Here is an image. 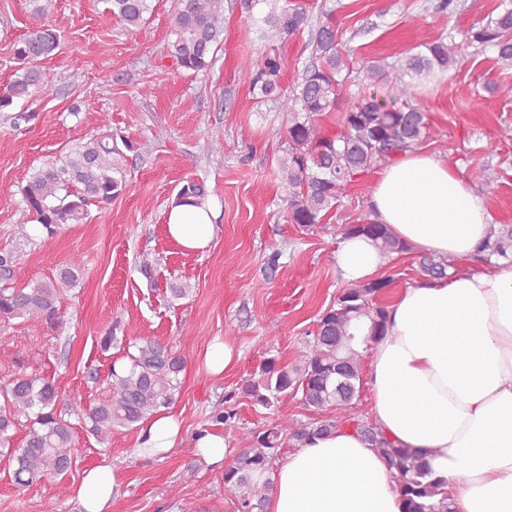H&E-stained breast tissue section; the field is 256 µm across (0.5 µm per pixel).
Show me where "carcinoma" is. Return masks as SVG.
Listing matches in <instances>:
<instances>
[{"label":"carcinoma","mask_w":512,"mask_h":512,"mask_svg":"<svg viewBox=\"0 0 512 512\" xmlns=\"http://www.w3.org/2000/svg\"><path fill=\"white\" fill-rule=\"evenodd\" d=\"M31 2L32 23L14 44L20 67L14 79L0 87V112L11 108L17 99H45L54 94L40 69V63L53 58L60 47V34L48 20L53 0ZM107 2L112 15L130 30L144 25L151 11V0ZM224 2L176 0L175 39L168 45V53L181 68L199 73L214 64L215 53L224 43ZM265 22L272 36L289 37L308 26L309 10L300 3L281 10L273 6ZM469 42L495 48L497 65L512 69V7L480 21L469 33ZM459 63L455 41L441 37L391 64L367 66L364 78L372 84L396 85L399 100L388 102L373 96L353 102L342 110L336 132L327 134L318 124L319 117L339 109L348 80L342 75L343 52L335 26L324 22L315 29L312 62L288 91L279 84L277 59L241 60L238 78L288 113L286 149L279 159L281 179L288 185V222L301 227L321 223L323 214L338 206L357 178L399 153L418 149L429 137L430 125L427 113L411 102L412 87L457 68ZM117 154L119 148L112 137L92 138L32 173L21 194L46 238H53L62 224L83 220L89 206L108 204L125 191L124 176L114 160ZM209 195L205 183L189 181L180 189L176 203L198 205ZM340 234L367 236L387 257L411 251L370 213L357 224L340 225ZM484 251L489 257H509L512 227L491 228ZM418 263L431 278L457 269L454 259L430 253L418 255ZM80 274L81 262L73 257L57 277L18 287L12 282L13 256L0 255V320L39 319L48 328L59 329L63 324L60 286L74 285ZM388 284L389 280L379 278L344 289L336 304L319 316L316 330L294 366H280L268 358L258 376L240 386L241 394L264 409L298 394L302 404L314 410L315 418L300 424L275 422L243 433L244 448L224 469V490L236 498L238 512H263L273 482L268 478L258 483L255 475L272 470L285 440L298 448L344 427L354 428L386 458L405 512H453L444 483L432 477L426 452L395 446L359 409L370 342L386 328V307L379 302V295L381 287ZM128 358L127 365L111 367L108 394L88 409L67 398L54 380L24 373L17 374L0 392V456L12 465L17 486L28 487L69 471L74 448L66 416H81L87 431L104 439L115 429L138 427L175 400L179 375L187 364L185 357L161 341L146 339ZM32 409L34 418L24 443L16 448L12 430L18 413Z\"/></svg>","instance_id":"1"}]
</instances>
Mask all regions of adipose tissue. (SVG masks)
<instances>
[{
	"mask_svg": "<svg viewBox=\"0 0 512 512\" xmlns=\"http://www.w3.org/2000/svg\"><path fill=\"white\" fill-rule=\"evenodd\" d=\"M372 215L413 249L468 261L485 245L491 217L456 170L421 150L382 166ZM167 232L184 249L206 250L216 226L209 204H176ZM345 280L373 279L386 265L372 240H340ZM384 336L371 344L366 390L374 419L395 444L426 450L454 512H512V263L424 279L388 306ZM182 440L180 418L143 428L139 457L162 461ZM110 465L85 472L80 512H111ZM266 512H403L397 482L377 448L344 428L286 451Z\"/></svg>",
	"mask_w": 512,
	"mask_h": 512,
	"instance_id": "obj_1",
	"label": "adipose tissue"
}]
</instances>
